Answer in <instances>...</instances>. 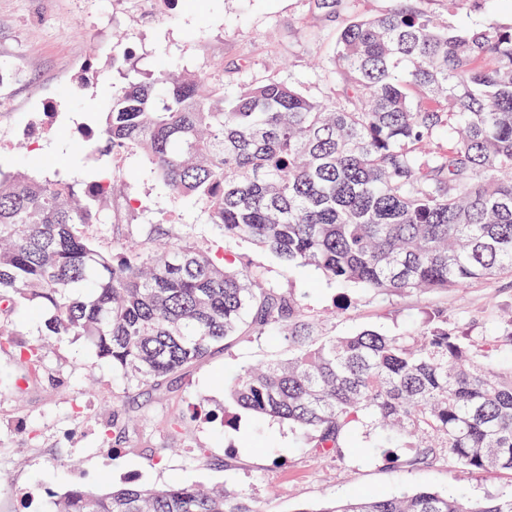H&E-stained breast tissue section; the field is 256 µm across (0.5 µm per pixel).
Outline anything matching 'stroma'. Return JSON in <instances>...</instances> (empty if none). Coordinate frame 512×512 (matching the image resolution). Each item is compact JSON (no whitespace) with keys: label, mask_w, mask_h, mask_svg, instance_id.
<instances>
[{"label":"stroma","mask_w":512,"mask_h":512,"mask_svg":"<svg viewBox=\"0 0 512 512\" xmlns=\"http://www.w3.org/2000/svg\"><path fill=\"white\" fill-rule=\"evenodd\" d=\"M422 6L454 27L512 20V0H491L483 9L473 0L455 10L448 0H423ZM338 29L312 11L310 0H0V74L6 79L0 86V171L37 157L41 172L89 182L96 161L81 156L84 135L96 126L113 83L132 66L222 69L238 84L274 79L323 95L333 83ZM89 68L98 77L85 85ZM123 167L140 224L179 225L201 247L261 268L268 283L307 306L322 335L370 328L398 336L417 327L426 311L442 308L449 326L478 336L512 314L511 277L383 299L331 283L313 267L285 268L251 243L226 238L201 205L170 197L142 155H129ZM46 318V311L23 307L12 319L17 342L46 346L37 373L23 375L12 352L0 350V512H51L54 496L68 489L133 479L243 488L264 512H314L366 491L425 489L473 501L512 494L511 471H473L444 453L411 468L409 448L373 447L366 428L358 447L322 461L288 424H259L242 413L225 426V377L288 358L286 344L243 339L189 368L174 393L145 394L130 388L88 343L46 337ZM201 401L210 417L190 421L188 439L170 438L167 420ZM116 407L137 410V431L111 449L101 428ZM199 448L206 463L195 455Z\"/></svg>","instance_id":"1"}]
</instances>
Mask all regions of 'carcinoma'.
Returning a JSON list of instances; mask_svg holds the SVG:
<instances>
[{
    "mask_svg": "<svg viewBox=\"0 0 512 512\" xmlns=\"http://www.w3.org/2000/svg\"><path fill=\"white\" fill-rule=\"evenodd\" d=\"M334 18L352 0H311ZM351 17L337 33L333 91L308 96L256 81L224 95V76L134 68L112 87L82 150L143 154L170 196L198 203L227 238L288 268L382 298L512 276V21L437 25L422 0ZM110 164L79 186L25 169L0 173V349L33 369L44 347L18 345L10 317L38 304L47 335L83 338L136 388L172 392L183 372L241 336L288 343L290 356L247 366L224 396L258 423L287 422L333 458L357 425L414 449L410 467L443 448L480 472L512 470V360L503 331L448 328L436 308L415 330L318 337V324L264 273L184 235L153 246L163 225L89 228L112 211ZM114 410L105 445L135 434ZM54 512H263L249 493L173 480L71 488ZM303 512H512V495L477 502L432 491L357 493Z\"/></svg>",
    "mask_w": 512,
    "mask_h": 512,
    "instance_id": "obj_1",
    "label": "carcinoma"
}]
</instances>
